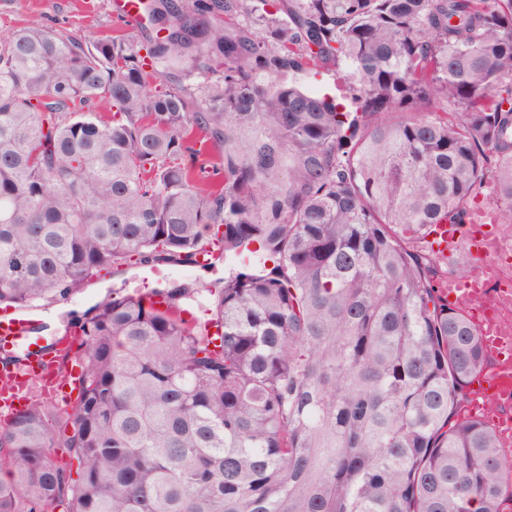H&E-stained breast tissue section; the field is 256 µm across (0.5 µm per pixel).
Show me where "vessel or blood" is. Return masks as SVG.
Here are the masks:
<instances>
[{
	"instance_id": "obj_1",
	"label": "vessel or blood",
	"mask_w": 512,
	"mask_h": 512,
	"mask_svg": "<svg viewBox=\"0 0 512 512\" xmlns=\"http://www.w3.org/2000/svg\"><path fill=\"white\" fill-rule=\"evenodd\" d=\"M484 211H477L471 223L462 226L437 225L436 232L441 251L454 255L466 252L476 268L468 278H449L448 303L467 311L483 336L487 352L498 360L495 372L482 378L479 388L487 399L498 402L512 400V338L504 336L498 312L505 298L504 291H491L497 283L501 265L512 258V252L498 246L486 231ZM34 321L30 315L14 312L0 316V347L9 348L30 338ZM41 379L46 393L59 390L54 367L50 363L30 362L25 372L0 371V406L14 410L21 408L26 399L30 380Z\"/></svg>"
}]
</instances>
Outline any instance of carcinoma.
Returning <instances> with one entry per match:
<instances>
[{"instance_id": "cac0c4a2", "label": "carcinoma", "mask_w": 512, "mask_h": 512, "mask_svg": "<svg viewBox=\"0 0 512 512\" xmlns=\"http://www.w3.org/2000/svg\"><path fill=\"white\" fill-rule=\"evenodd\" d=\"M248 2L144 0V56L0 33V305L237 262L203 329L185 286L73 323L74 404L0 420V512H509L459 417L488 356L420 243L489 171L512 224V0ZM327 66L345 93L305 84Z\"/></svg>"}]
</instances>
